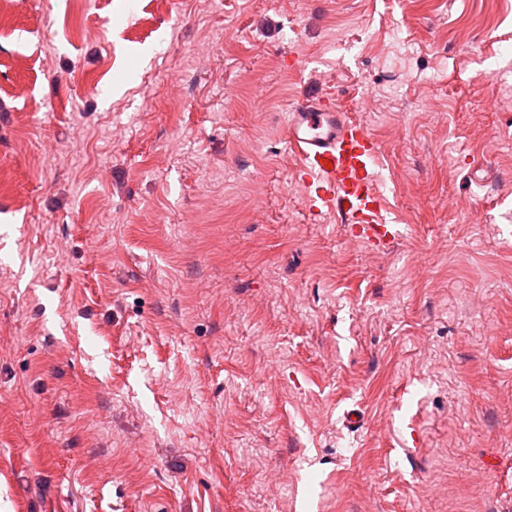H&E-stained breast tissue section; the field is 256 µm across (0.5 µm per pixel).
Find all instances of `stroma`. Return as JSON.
<instances>
[{
	"mask_svg": "<svg viewBox=\"0 0 512 512\" xmlns=\"http://www.w3.org/2000/svg\"><path fill=\"white\" fill-rule=\"evenodd\" d=\"M0 512H512V0H0ZM323 98L320 90L296 104L285 126L288 148L299 160L305 208L315 216L336 213L353 239L371 252L388 251L399 233L383 221L374 186L379 143L362 120Z\"/></svg>",
	"mask_w": 512,
	"mask_h": 512,
	"instance_id": "stroma-1",
	"label": "stroma"
}]
</instances>
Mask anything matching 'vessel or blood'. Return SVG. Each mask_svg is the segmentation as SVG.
<instances>
[{"label": "vessel or blood", "instance_id": "1", "mask_svg": "<svg viewBox=\"0 0 512 512\" xmlns=\"http://www.w3.org/2000/svg\"><path fill=\"white\" fill-rule=\"evenodd\" d=\"M285 133L299 160L306 210L336 213L353 239L371 252L388 251L398 231L381 217L383 200L374 186L380 146L365 123L317 92L289 112Z\"/></svg>", "mask_w": 512, "mask_h": 512}]
</instances>
